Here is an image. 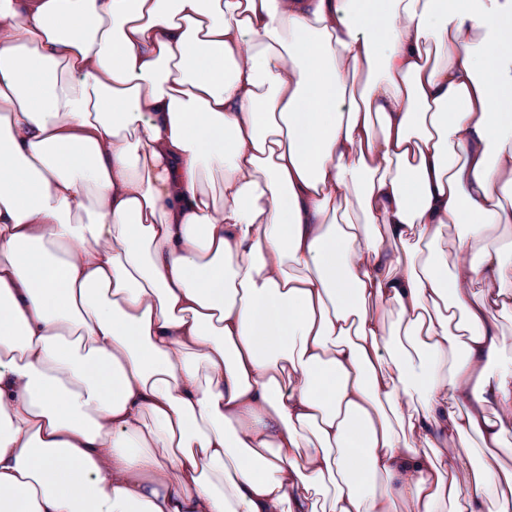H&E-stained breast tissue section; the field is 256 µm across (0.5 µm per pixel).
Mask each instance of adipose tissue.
Instances as JSON below:
<instances>
[{
  "instance_id": "obj_1",
  "label": "adipose tissue",
  "mask_w": 512,
  "mask_h": 512,
  "mask_svg": "<svg viewBox=\"0 0 512 512\" xmlns=\"http://www.w3.org/2000/svg\"><path fill=\"white\" fill-rule=\"evenodd\" d=\"M495 229L512 0H0V512H512Z\"/></svg>"
}]
</instances>
